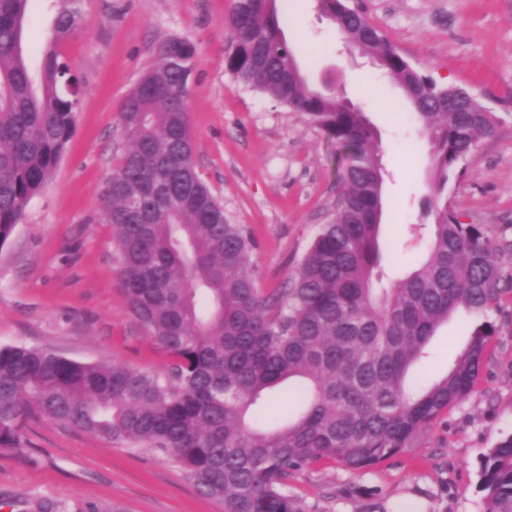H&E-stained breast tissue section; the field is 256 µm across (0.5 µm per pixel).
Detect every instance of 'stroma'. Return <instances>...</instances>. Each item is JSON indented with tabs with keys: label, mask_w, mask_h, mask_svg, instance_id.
Instances as JSON below:
<instances>
[{
	"label": "stroma",
	"mask_w": 512,
	"mask_h": 512,
	"mask_svg": "<svg viewBox=\"0 0 512 512\" xmlns=\"http://www.w3.org/2000/svg\"><path fill=\"white\" fill-rule=\"evenodd\" d=\"M385 38L438 84L465 88L501 123L448 185L463 222L512 242V0H351ZM233 0H84L87 26L63 48L83 94L54 173L0 247V345L49 347L79 362L161 370L169 361L132 317L119 287L104 181L125 145L118 108L157 61L160 44L198 47L188 98L195 162L231 223L256 243L257 285L295 273L344 189L335 144L317 127L224 68ZM311 88L335 75L379 134L385 165L384 283L423 254L407 245L429 191L430 147L396 83L349 53L316 0H278ZM489 316L501 326L476 391L423 428L405 452L360 471L324 459L288 484L304 512H482L477 458L512 432V292ZM475 318L458 312L411 376L444 374ZM0 512H224L171 459L48 420L0 448Z\"/></svg>",
	"instance_id": "obj_1"
}]
</instances>
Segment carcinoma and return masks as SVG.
Masks as SVG:
<instances>
[{
	"label": "carcinoma",
	"mask_w": 512,
	"mask_h": 512,
	"mask_svg": "<svg viewBox=\"0 0 512 512\" xmlns=\"http://www.w3.org/2000/svg\"><path fill=\"white\" fill-rule=\"evenodd\" d=\"M37 0H0V246L53 174L73 133L80 79L61 48L87 24L83 0H49L52 23L32 74L24 29ZM277 0H234L225 69L323 131L345 153V188L293 278L257 288L255 243L232 224L196 166L186 73L196 44L170 38L119 107L126 147L101 199L112 225L130 313L170 362L163 372L85 363L47 347L0 346V447L47 419L179 463L225 512H303L288 478L322 459L356 471L402 453L421 429L461 404L480 381L501 327L503 255L448 204V182L498 119L462 87L441 86L381 33L350 16L347 0H318L354 51L376 58L422 124L433 160L423 201L431 219L424 260L390 287L380 267L383 165L364 114L311 89L281 25ZM481 318L434 383L410 371L457 309ZM294 411L255 426L252 406L283 385ZM483 512H512V434L478 462Z\"/></svg>",
	"instance_id": "cac0c4a2"
}]
</instances>
